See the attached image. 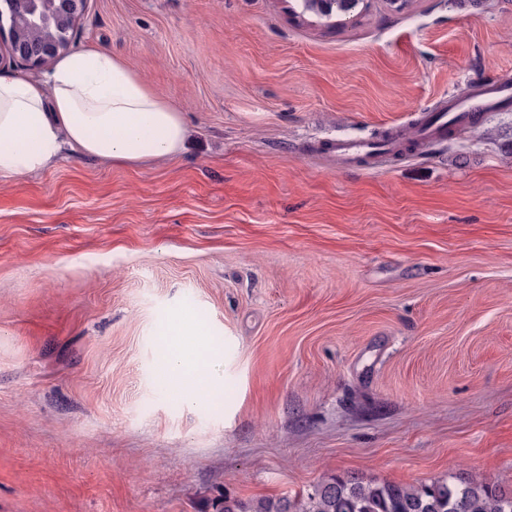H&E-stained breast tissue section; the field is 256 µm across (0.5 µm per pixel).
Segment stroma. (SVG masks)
I'll return each mask as SVG.
<instances>
[{
  "mask_svg": "<svg viewBox=\"0 0 512 512\" xmlns=\"http://www.w3.org/2000/svg\"><path fill=\"white\" fill-rule=\"evenodd\" d=\"M89 0L70 38L183 112L175 159L0 179V512H217L341 475L512 488V108L371 170L338 135L412 131L512 81V0ZM191 314L224 386L162 372ZM303 12H310L320 17L330 18L333 14L350 15L363 0H301Z\"/></svg>",
  "mask_w": 512,
  "mask_h": 512,
  "instance_id": "1",
  "label": "stroma"
}]
</instances>
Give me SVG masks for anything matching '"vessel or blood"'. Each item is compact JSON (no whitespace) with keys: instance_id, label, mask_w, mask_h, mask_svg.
Masks as SVG:
<instances>
[{"instance_id":"b4317fda","label":"vessel or blood","mask_w":512,"mask_h":512,"mask_svg":"<svg viewBox=\"0 0 512 512\" xmlns=\"http://www.w3.org/2000/svg\"><path fill=\"white\" fill-rule=\"evenodd\" d=\"M511 102L512 84L470 79L462 93L443 97L434 110L423 115L417 137L431 142L444 138L449 129L467 125L475 113L494 112ZM328 149L341 167L351 168L376 163L379 154L393 155L399 151L400 145L391 141L379 152L371 142L339 137L329 141Z\"/></svg>"}]
</instances>
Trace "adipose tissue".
Returning <instances> with one entry per match:
<instances>
[{"instance_id": "obj_1", "label": "adipose tissue", "mask_w": 512, "mask_h": 512, "mask_svg": "<svg viewBox=\"0 0 512 512\" xmlns=\"http://www.w3.org/2000/svg\"><path fill=\"white\" fill-rule=\"evenodd\" d=\"M187 138L181 110L118 55L85 48L40 79L0 75V178L40 172L66 149L103 163L173 159ZM203 333L188 315L167 330L163 366L186 398L221 382L204 347L186 351Z\"/></svg>"}]
</instances>
